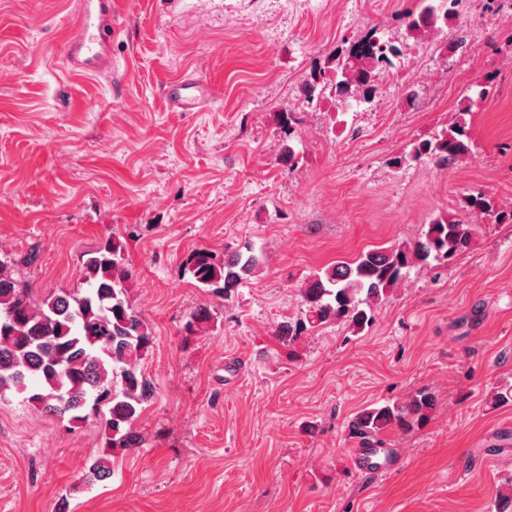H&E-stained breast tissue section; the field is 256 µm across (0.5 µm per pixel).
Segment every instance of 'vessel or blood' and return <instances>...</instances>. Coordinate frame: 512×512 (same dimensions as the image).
Returning <instances> with one entry per match:
<instances>
[{
    "mask_svg": "<svg viewBox=\"0 0 512 512\" xmlns=\"http://www.w3.org/2000/svg\"><path fill=\"white\" fill-rule=\"evenodd\" d=\"M63 59L69 70L80 75H101L112 68V0H79L74 33L63 44ZM206 81L186 77L164 88L169 105L195 112L214 97Z\"/></svg>",
    "mask_w": 512,
    "mask_h": 512,
    "instance_id": "vessel-or-blood-1",
    "label": "vessel or blood"
}]
</instances>
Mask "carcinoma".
<instances>
[{
	"instance_id": "cac0c4a2",
	"label": "carcinoma",
	"mask_w": 512,
	"mask_h": 512,
	"mask_svg": "<svg viewBox=\"0 0 512 512\" xmlns=\"http://www.w3.org/2000/svg\"><path fill=\"white\" fill-rule=\"evenodd\" d=\"M460 0H423L421 9L406 15L407 34L436 28L456 13ZM400 49L372 34L352 44L342 64L335 68L336 96L341 101L368 102L378 78L392 65ZM474 100L466 95L454 122L432 139L412 144L395 164L410 165L422 158L446 168L471 152L466 132L467 115ZM466 207L498 223L512 214L497 211L482 192L470 193ZM476 233L475 225L455 217L439 216L427 225L414 244L370 249L351 263L341 262L316 271L300 288L305 319L282 323L274 336L280 340L336 322L358 335L373 321L375 305L395 287L402 271L415 265L449 261L465 251ZM127 257L122 242L109 239L82 260L83 291L50 294L36 302L31 290L11 270L13 260L0 259V390L27 389V380L39 387L27 401L37 411L71 422L86 419L88 402L107 409L103 455L88 468L89 482L112 477L108 458L116 448L139 445L135 422L152 401L155 390L139 369L152 345V331L130 304L125 282ZM267 257L245 243L220 258L212 251H192L185 266L197 287L228 300L244 283L257 277ZM213 315L202 305L192 311L183 327L187 336L208 330ZM435 407L427 388L408 399L363 409L349 424L353 437L363 444L385 443L383 434L409 432L424 425Z\"/></svg>"
}]
</instances>
